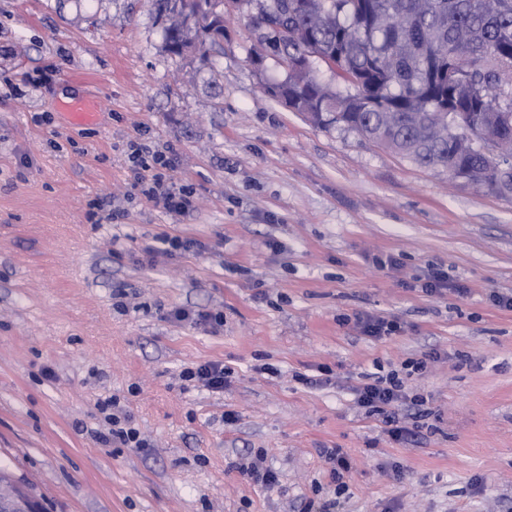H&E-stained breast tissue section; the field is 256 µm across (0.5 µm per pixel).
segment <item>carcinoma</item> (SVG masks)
<instances>
[{
    "label": "carcinoma",
    "mask_w": 512,
    "mask_h": 512,
    "mask_svg": "<svg viewBox=\"0 0 512 512\" xmlns=\"http://www.w3.org/2000/svg\"><path fill=\"white\" fill-rule=\"evenodd\" d=\"M218 0H151L164 49L211 64ZM285 62L319 59L347 90L287 72L288 107L464 185L512 188V0H232ZM465 119L473 138L451 132Z\"/></svg>",
    "instance_id": "obj_1"
}]
</instances>
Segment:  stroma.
Returning <instances> with one entry per match:
<instances>
[{
  "label": "stroma",
  "mask_w": 512,
  "mask_h": 512,
  "mask_svg": "<svg viewBox=\"0 0 512 512\" xmlns=\"http://www.w3.org/2000/svg\"><path fill=\"white\" fill-rule=\"evenodd\" d=\"M224 29L209 69L164 51L148 0H0V466L44 512H507L512 311L489 295L512 293V200L311 124L267 92L286 69L248 15ZM77 98L94 122L71 123ZM131 140L173 147L189 214L133 188ZM165 234L203 248L149 258ZM431 267L467 294L416 289ZM407 360L429 411L409 444L353 394ZM207 361L223 391L181 379ZM321 366L331 384L297 381ZM112 396L145 447L96 440ZM260 449L271 488L237 469ZM66 109L76 123L89 121L101 109V104L94 99H78L66 105ZM170 317L178 322L190 321L194 324H205L211 327L224 325V315L221 313L211 314L195 312L183 308L174 309L170 312ZM358 323L361 327L362 333L365 336H369L377 340L392 336L400 329V326L397 324V322L384 318H359ZM321 456L331 465L330 473L335 482L344 478V473L350 470V463L339 448H324L320 451Z\"/></svg>",
  "instance_id": "obj_1"
}]
</instances>
